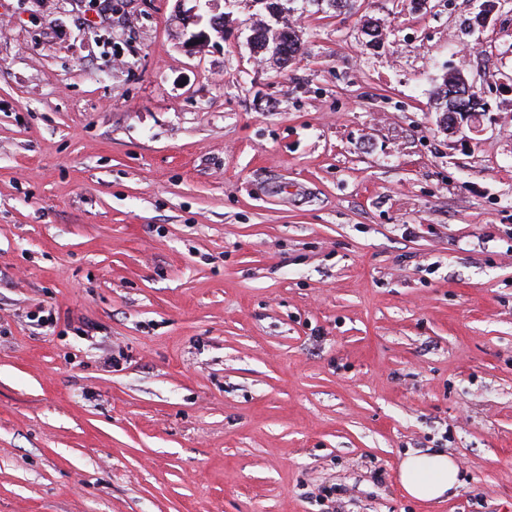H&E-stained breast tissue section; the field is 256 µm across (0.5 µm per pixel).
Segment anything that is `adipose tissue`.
<instances>
[{"label":"adipose tissue","mask_w":512,"mask_h":512,"mask_svg":"<svg viewBox=\"0 0 512 512\" xmlns=\"http://www.w3.org/2000/svg\"><path fill=\"white\" fill-rule=\"evenodd\" d=\"M459 465L443 451L407 454L398 468L399 484L405 494L424 502L445 500L459 481Z\"/></svg>","instance_id":"1"}]
</instances>
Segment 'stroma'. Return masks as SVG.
I'll list each match as a JSON object with an SVG mask.
<instances>
[{
    "mask_svg": "<svg viewBox=\"0 0 512 512\" xmlns=\"http://www.w3.org/2000/svg\"><path fill=\"white\" fill-rule=\"evenodd\" d=\"M0 0V512H512V10ZM385 38L365 47V20ZM463 71L483 132L432 108ZM52 324L37 320L39 310ZM458 459L406 497V452ZM349 0H251L254 6L259 7V13L255 14L256 20L251 26L253 35L248 37V44L251 52L255 55V48L260 59L270 56L278 65L281 54H288V63L295 58L300 51V39L294 27L288 24L286 13L290 15L295 8L292 4L302 3L304 5L315 4L318 11L326 7L327 10L340 9L345 7ZM292 3V4H291ZM254 37V44H253ZM459 465L444 451L407 454L398 468L399 484L405 494L424 502H440L459 481Z\"/></svg>",
    "mask_w": 512,
    "mask_h": 512,
    "instance_id": "stroma-1",
    "label": "stroma"
}]
</instances>
